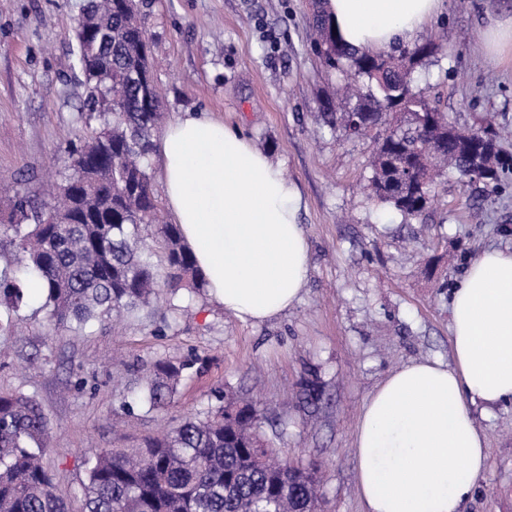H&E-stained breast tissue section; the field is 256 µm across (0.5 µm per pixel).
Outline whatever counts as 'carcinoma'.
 I'll use <instances>...</instances> for the list:
<instances>
[{
  "mask_svg": "<svg viewBox=\"0 0 512 512\" xmlns=\"http://www.w3.org/2000/svg\"><path fill=\"white\" fill-rule=\"evenodd\" d=\"M148 0H86L74 26L77 68L102 128L73 146L53 203L40 208L17 189L1 247L15 256L0 270V319L12 322L27 304L28 283L44 284V306L55 329L81 330L114 315L138 319L152 310L156 289L175 295L202 288V275L175 224L164 221L150 173L162 98L156 83L137 75L151 70L150 46L140 23ZM314 52L346 77L344 93L363 101L369 125L350 132L349 112H323L325 126L374 139L371 191L378 202L405 215L427 213L432 202L398 191L399 164H421L424 192L445 170L463 177L472 169L468 150L493 153L492 166H512L489 125L464 129L449 123L410 90L406 47L369 53L340 46L323 3L312 20ZM448 134L431 145L420 132L423 115ZM159 225L146 242L142 228ZM190 361L155 362L135 392L150 410L175 399ZM206 415L145 438L132 448H102L86 460V480L74 494L57 492L43 464L49 421L22 392L0 393V512H316L317 470L275 460L277 449L259 432L261 417L249 403L215 391Z\"/></svg>",
  "mask_w": 512,
  "mask_h": 512,
  "instance_id": "obj_1",
  "label": "carcinoma"
}]
</instances>
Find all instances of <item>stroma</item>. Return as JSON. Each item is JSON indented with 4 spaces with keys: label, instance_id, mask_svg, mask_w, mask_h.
I'll list each match as a JSON object with an SVG mask.
<instances>
[{
    "label": "stroma",
    "instance_id": "1",
    "mask_svg": "<svg viewBox=\"0 0 512 512\" xmlns=\"http://www.w3.org/2000/svg\"><path fill=\"white\" fill-rule=\"evenodd\" d=\"M82 0H0V211L18 184L48 201L68 149L86 129L72 27ZM512 0H445L420 35L439 44L416 62L413 92L441 102L450 121L512 127V66L483 40ZM310 0H150L142 24L163 92V123L206 112L283 163L305 201L310 243L302 300L263 323L242 322L207 292L161 291L152 320H109L51 335L43 294H29L21 332L0 329V390L34 396L51 428L44 451L60 493L86 478L85 460L205 412L214 391L251 401L265 435L292 463L317 464V512H364L353 434L382 378L413 359L450 361L448 300L470 259L512 248V170L473 193L439 180L420 217L374 201V144L319 128L324 107L349 112L339 77L313 53ZM193 360L170 406L127 410L158 360ZM320 394L306 399L307 387ZM477 418L488 465L464 512H512V402Z\"/></svg>",
    "mask_w": 512,
    "mask_h": 512
}]
</instances>
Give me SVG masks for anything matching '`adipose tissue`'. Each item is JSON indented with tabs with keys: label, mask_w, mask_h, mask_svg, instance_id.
Wrapping results in <instances>:
<instances>
[{
	"label": "adipose tissue",
	"mask_w": 512,
	"mask_h": 512,
	"mask_svg": "<svg viewBox=\"0 0 512 512\" xmlns=\"http://www.w3.org/2000/svg\"><path fill=\"white\" fill-rule=\"evenodd\" d=\"M443 0H325L345 47L386 52L414 42ZM158 151L167 208L208 295L261 323L301 299L309 275L303 198L280 161L202 112L174 120ZM451 363L414 360L366 400L354 433L366 512H463L487 468L476 406L512 401V251L469 263L450 299Z\"/></svg>",
	"instance_id": "ef3b65f1"
}]
</instances>
